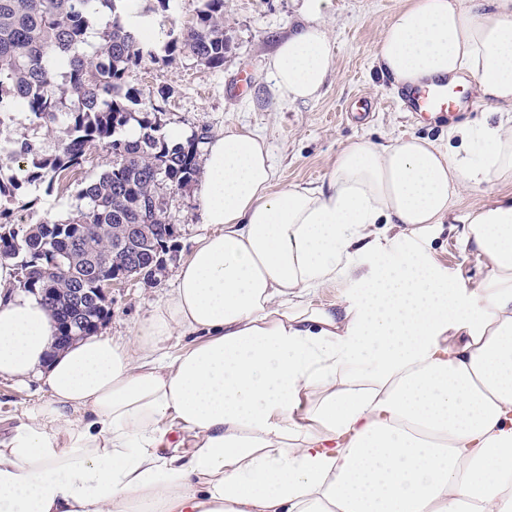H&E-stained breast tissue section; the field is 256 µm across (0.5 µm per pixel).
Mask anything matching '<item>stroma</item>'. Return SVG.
Returning a JSON list of instances; mask_svg holds the SVG:
<instances>
[{
	"label": "stroma",
	"instance_id": "obj_1",
	"mask_svg": "<svg viewBox=\"0 0 512 512\" xmlns=\"http://www.w3.org/2000/svg\"><path fill=\"white\" fill-rule=\"evenodd\" d=\"M406 2L329 0L321 23L331 46L330 74L317 98L291 102L277 95L268 60L279 42L306 24L303 0H224V33L230 50L220 69L198 65L166 49L170 37L195 19L202 0H171L166 11L156 0H140L138 14L154 22L159 36L154 59L131 71L127 84L145 102L156 100L159 88H171L162 110L168 129L180 137L203 127L214 134L224 130L262 137L277 171L275 188L291 183L318 186L327 180L338 154L351 140L389 144L410 135L448 139L447 125L421 123L397 108V90L374 60L375 48ZM367 101L373 104L368 116L354 119V112ZM109 161L106 150L99 148L60 185L29 186L27 204L16 208V219L25 224L65 219L77 204L78 191L99 176ZM200 191L197 184L166 191L168 215L179 230L167 273L155 284L134 279L112 288V315L102 335L127 336L135 322L171 290L180 262L197 240L210 233V226L201 221ZM425 246L449 276L465 281L477 274L475 260L464 256L454 231L427 238ZM49 399L37 381L22 384L0 376V437L9 435L27 410Z\"/></svg>",
	"mask_w": 512,
	"mask_h": 512
}]
</instances>
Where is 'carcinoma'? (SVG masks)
I'll use <instances>...</instances> for the list:
<instances>
[{
	"mask_svg": "<svg viewBox=\"0 0 512 512\" xmlns=\"http://www.w3.org/2000/svg\"><path fill=\"white\" fill-rule=\"evenodd\" d=\"M124 0H0V259L16 269L13 287L35 296L55 291L63 328L87 336L101 329L107 300L81 311L64 300L72 288H99L119 275L155 281V265L176 234L162 190L197 181L202 128L170 144L162 107L143 103L126 86L130 71L154 58L152 46L128 29L118 11ZM167 47L199 65L224 67V0H205L196 19ZM33 129L61 125L66 139L51 152L37 137H11L15 111ZM103 146L108 169L79 192L84 204L63 221L22 224L17 196L35 183L59 184Z\"/></svg>",
	"mask_w": 512,
	"mask_h": 512,
	"instance_id": "carcinoma-1",
	"label": "carcinoma"
}]
</instances>
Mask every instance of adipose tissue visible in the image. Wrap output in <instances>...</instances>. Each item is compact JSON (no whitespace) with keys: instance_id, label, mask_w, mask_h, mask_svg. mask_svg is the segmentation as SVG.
Here are the masks:
<instances>
[{"instance_id":"obj_1","label":"adipose tissue","mask_w":512,"mask_h":512,"mask_svg":"<svg viewBox=\"0 0 512 512\" xmlns=\"http://www.w3.org/2000/svg\"><path fill=\"white\" fill-rule=\"evenodd\" d=\"M326 4L269 58L288 101L327 80ZM375 58L397 88L468 82L506 118L357 138L326 184L278 192L263 139L216 134L201 208L220 230L124 338L54 350L0 261V376L51 396L0 438V512H512V0H407ZM482 186L465 284L421 242ZM342 279L338 308L312 304ZM176 332L192 341L167 352Z\"/></svg>"}]
</instances>
